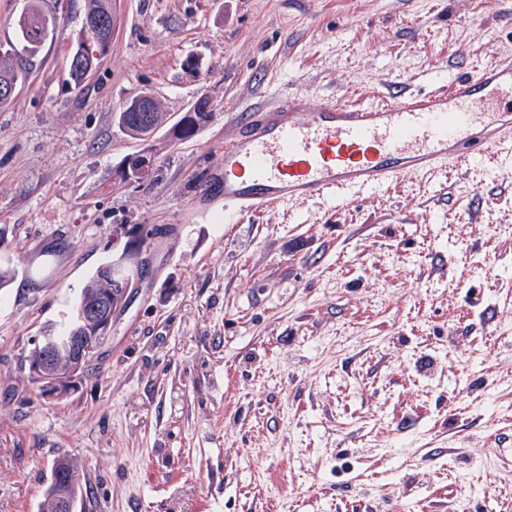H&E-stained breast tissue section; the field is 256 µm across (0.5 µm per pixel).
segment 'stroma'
<instances>
[{
    "instance_id": "stroma-1",
    "label": "stroma",
    "mask_w": 512,
    "mask_h": 512,
    "mask_svg": "<svg viewBox=\"0 0 512 512\" xmlns=\"http://www.w3.org/2000/svg\"><path fill=\"white\" fill-rule=\"evenodd\" d=\"M41 5L56 27L0 106V512H38L61 455L86 512H512V176L453 163L239 224L197 196L253 107L385 103L512 62L502 0H112L79 91L85 0ZM145 93L214 116L188 140L161 127L140 186L112 114ZM116 224L167 233L86 379L46 400L24 360Z\"/></svg>"
}]
</instances>
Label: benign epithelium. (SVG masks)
I'll return each mask as SVG.
<instances>
[{"label": "benign epithelium", "instance_id": "benign-epithelium-1", "mask_svg": "<svg viewBox=\"0 0 512 512\" xmlns=\"http://www.w3.org/2000/svg\"><path fill=\"white\" fill-rule=\"evenodd\" d=\"M111 28L110 18L88 21V33L94 36L102 49ZM118 246L121 252L100 267L112 287L104 288L97 294L91 309L81 313L78 323L67 334L53 333L44 337L26 359L28 377L47 399H62L79 387L86 367L112 335L114 317L128 304L132 281L140 280V274L147 264L145 246L140 240V227L113 225L112 247ZM72 483L73 474L70 473L53 490L56 512H73Z\"/></svg>", "mask_w": 512, "mask_h": 512}]
</instances>
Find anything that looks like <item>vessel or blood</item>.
Returning a JSON list of instances; mask_svg holds the SVG:
<instances>
[{
	"mask_svg": "<svg viewBox=\"0 0 512 512\" xmlns=\"http://www.w3.org/2000/svg\"><path fill=\"white\" fill-rule=\"evenodd\" d=\"M224 147V174L202 183L211 211L234 224L288 201L376 193L409 174L495 158L512 171V63L456 79L449 90L405 91L386 104L309 107L291 94L245 113Z\"/></svg>",
	"mask_w": 512,
	"mask_h": 512,
	"instance_id": "vessel-or-blood-1",
	"label": "vessel or blood"
}]
</instances>
